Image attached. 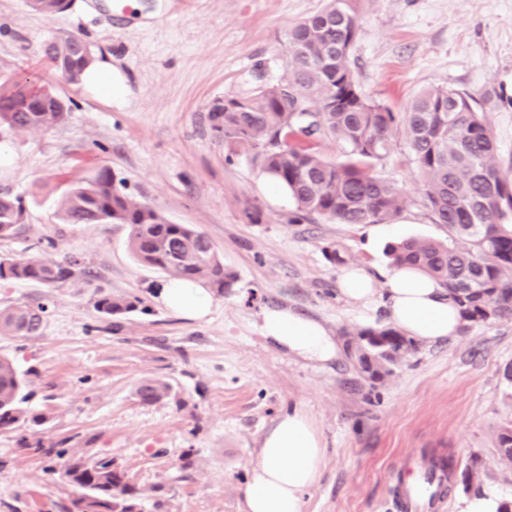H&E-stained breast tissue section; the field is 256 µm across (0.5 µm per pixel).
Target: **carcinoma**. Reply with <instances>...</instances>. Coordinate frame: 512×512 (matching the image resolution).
I'll return each mask as SVG.
<instances>
[{
  "mask_svg": "<svg viewBox=\"0 0 512 512\" xmlns=\"http://www.w3.org/2000/svg\"><path fill=\"white\" fill-rule=\"evenodd\" d=\"M65 0H30L50 17ZM363 0H328L315 14L293 24L286 35V74L246 97H228L213 108L223 117L224 143L252 153L261 170L295 201L299 218L320 216L340 224L389 223L412 200L394 184L371 171L392 141L404 139L421 177L422 198L437 224H445L462 244L408 238L385 248L390 265L413 268L448 289L460 310L471 307L480 319L464 326L512 318V179L496 161L491 127L471 97L442 86L422 90L406 111L393 112L366 98L349 63L360 32ZM47 55L70 82L81 80L94 58L84 55L81 39L48 41ZM69 112L66 102L50 90L18 87L0 92V124L24 132L49 130ZM332 136L348 148L349 161L324 159L314 146ZM67 224H124L129 249L141 266L163 271L172 279L202 281L219 294L232 286L235 274L210 239L188 224H174L152 206L135 201L115 184L108 168L71 186L59 204ZM24 228L21 202L0 195V238ZM76 262L34 257L0 258V281L35 283L55 288L75 275ZM143 300L135 295L100 292L95 309L108 319L136 311ZM47 306L23 303L0 310V333L29 336L41 328ZM353 355L356 370L375 384L417 350L416 342L392 327L365 328ZM23 376L0 358V429L19 423L42 424L44 417L27 415L21 407ZM162 379L139 384L144 404L170 393ZM83 493L64 512H141V493L111 459L86 461L72 457L60 471Z\"/></svg>",
  "mask_w": 512,
  "mask_h": 512,
  "instance_id": "carcinoma-1",
  "label": "carcinoma"
}]
</instances>
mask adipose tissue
I'll use <instances>...</instances> for the list:
<instances>
[{"label": "adipose tissue", "instance_id": "adipose-tissue-1", "mask_svg": "<svg viewBox=\"0 0 512 512\" xmlns=\"http://www.w3.org/2000/svg\"><path fill=\"white\" fill-rule=\"evenodd\" d=\"M341 291L363 304L383 295L394 326L424 344L456 336L463 325L446 288L414 269L391 270L379 286L366 270L352 268L342 276ZM155 299L193 320L206 319L215 305L211 289L199 281L161 282ZM261 330L276 345L309 362H326L338 353L334 337L323 324L289 309L265 311ZM324 452L322 436L304 409L295 406L283 411L258 441V462L246 486L243 512H303Z\"/></svg>", "mask_w": 512, "mask_h": 512}]
</instances>
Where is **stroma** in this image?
I'll return each mask as SVG.
<instances>
[{
  "mask_svg": "<svg viewBox=\"0 0 512 512\" xmlns=\"http://www.w3.org/2000/svg\"><path fill=\"white\" fill-rule=\"evenodd\" d=\"M326 0H72L46 17L29 0H0V88L47 87L69 105L48 131L0 125V192L20 197L25 227L0 239V256L79 261L58 288L1 282L0 308L47 301L40 330L1 336L0 356L24 374V408L39 426L0 429V512H62L76 491L37 443L109 458L143 495L144 512H242L257 441L285 409H305L325 455L304 512H398L395 486L418 479L430 458L452 462L441 512H459L462 474L512 504V465L496 436L512 426V319L419 345L384 382L370 385L346 352L321 364L261 332V312L288 308L324 324L337 344L388 325L381 299L339 291L345 268L383 280L387 244L447 240L421 201L403 139L374 162L378 177L412 203L392 222L339 224L310 216L246 153L231 154L211 109L253 94L286 71L290 24ZM350 52L359 88L391 111L444 86L468 94L512 175V0H363ZM90 44L112 76L105 93L61 77L44 53L58 36ZM109 168L123 192L172 223L203 232L236 275L204 322L154 299L164 272L128 250L122 224H64L58 202L73 184ZM338 250L344 264L330 263ZM139 296L145 312L112 323L100 292ZM160 378L168 397L144 404L137 385Z\"/></svg>",
  "mask_w": 512,
  "mask_h": 512,
  "instance_id": "1",
  "label": "stroma"
}]
</instances>
